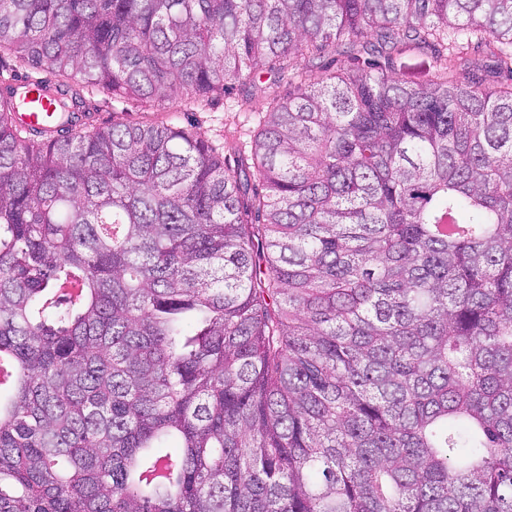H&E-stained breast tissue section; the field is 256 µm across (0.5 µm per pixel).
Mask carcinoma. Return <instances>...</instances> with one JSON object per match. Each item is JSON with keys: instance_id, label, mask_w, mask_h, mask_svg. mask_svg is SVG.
I'll return each instance as SVG.
<instances>
[{"instance_id": "cac0c4a2", "label": "carcinoma", "mask_w": 512, "mask_h": 512, "mask_svg": "<svg viewBox=\"0 0 512 512\" xmlns=\"http://www.w3.org/2000/svg\"><path fill=\"white\" fill-rule=\"evenodd\" d=\"M8 57L76 109L0 84V512H512V0H0ZM265 66L251 179L74 86ZM442 74V65L430 54L412 52L398 61L393 76L410 84L426 85Z\"/></svg>"}]
</instances>
